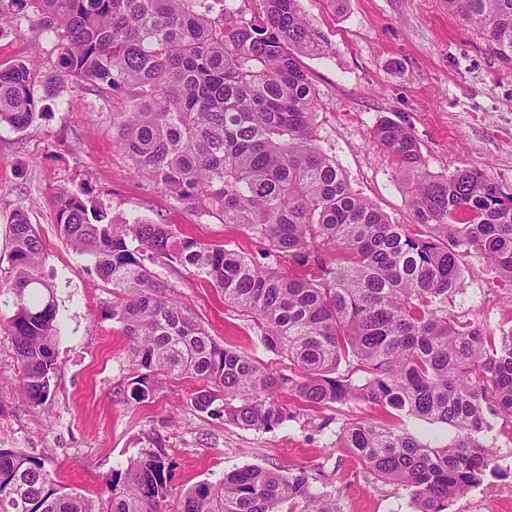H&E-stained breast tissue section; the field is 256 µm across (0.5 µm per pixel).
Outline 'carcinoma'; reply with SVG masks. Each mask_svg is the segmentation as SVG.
<instances>
[{"instance_id":"obj_1","label":"carcinoma","mask_w":512,"mask_h":512,"mask_svg":"<svg viewBox=\"0 0 512 512\" xmlns=\"http://www.w3.org/2000/svg\"><path fill=\"white\" fill-rule=\"evenodd\" d=\"M7 2L34 5L41 30L60 43L44 97L70 81L131 98L112 128L137 176L202 216L246 229L266 244L264 257L288 262L285 273L170 224L112 218L84 188L56 192L59 236L94 259L112 288L108 314L145 370L130 383V400L153 397L154 375L163 373L200 383L191 395L197 411H220L247 429L350 400L388 408L393 421H352L336 447L411 488L418 512H444L497 470L496 451L483 442L484 409L512 419V330L498 336L448 313V295L461 287L460 261L471 250L512 282V193L477 169L426 171L416 137L390 120L375 139L412 177V229L354 191L319 145V94L300 57H327L332 45L301 0H220L215 17L209 0H0V19ZM446 2L512 67V0ZM38 103L31 67L0 69V125L25 129ZM9 238L12 278L0 292L12 299L0 319L12 331L21 394L45 409L57 369L54 293L24 213L14 215ZM173 263L253 318L290 373L212 338L151 271ZM344 361L348 374L335 376ZM404 417L446 425L455 438L433 446ZM170 476L167 457L145 449L95 500L58 485L42 458L0 449V512H163ZM180 512L340 510L305 469L252 466L191 487Z\"/></svg>"}]
</instances>
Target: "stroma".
<instances>
[{
	"mask_svg": "<svg viewBox=\"0 0 512 512\" xmlns=\"http://www.w3.org/2000/svg\"><path fill=\"white\" fill-rule=\"evenodd\" d=\"M301 6L333 45L331 56L301 63L322 102L320 145L353 190L392 220L409 223L408 184L374 138L377 125L390 119L411 128L431 172L476 168L512 192V67L487 53L481 37L449 14L446 0H346L339 13L325 0H301ZM59 54L57 41L40 33L32 7H11L9 22L0 25V69L24 61L41 80L55 71ZM124 109L121 99L67 82L40 102L24 130L0 126V280L9 272L10 219L20 210L44 245L42 275L54 287L59 328L50 405L40 410L18 388L12 333L0 320V448L43 457L66 490L96 497L107 495L112 475L160 443L173 465L166 512H179L194 485L220 482L247 466L283 474L306 469L341 512H417L409 488L363 469L335 445L346 423L387 420L380 407L331 404L265 431L195 410L189 396L198 384L189 378L166 379L147 402L128 400L141 370L108 315L111 288L96 276L91 258L73 252L57 233L56 189L88 188L110 216L170 224L249 256H260L263 245L241 227L147 188L112 134V115ZM461 268L449 312L497 333L512 329V283L473 253L462 257ZM154 273L192 305L220 344L273 362L254 322L203 278L177 264ZM490 422L484 441L496 448L498 469L447 512H506L512 505L501 496L512 486V420Z\"/></svg>",
	"mask_w": 512,
	"mask_h": 512,
	"instance_id": "stroma-1",
	"label": "stroma"
}]
</instances>
